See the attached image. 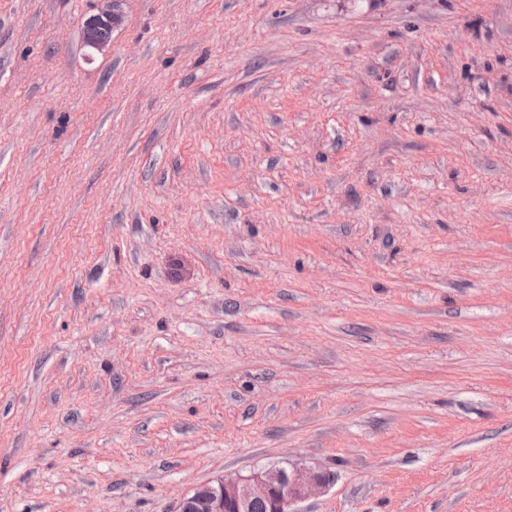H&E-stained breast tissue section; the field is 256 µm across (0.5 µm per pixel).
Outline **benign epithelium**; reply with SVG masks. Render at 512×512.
Segmentation results:
<instances>
[{
	"label": "benign epithelium",
	"instance_id": "benign-epithelium-1",
	"mask_svg": "<svg viewBox=\"0 0 512 512\" xmlns=\"http://www.w3.org/2000/svg\"><path fill=\"white\" fill-rule=\"evenodd\" d=\"M124 2L98 0L95 12L85 21L86 28L96 33L84 42L90 53H103L109 48L112 31L122 23ZM331 482L332 474L326 470L260 466L246 475L222 477L193 487L178 501L177 512H250L256 500L269 502L271 512H293V503L327 489Z\"/></svg>",
	"mask_w": 512,
	"mask_h": 512
}]
</instances>
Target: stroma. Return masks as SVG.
I'll return each mask as SVG.
<instances>
[{"mask_svg":"<svg viewBox=\"0 0 512 512\" xmlns=\"http://www.w3.org/2000/svg\"><path fill=\"white\" fill-rule=\"evenodd\" d=\"M0 0V512H512V0ZM124 2L125 0H98L95 12L85 21L86 28L98 34L84 42L90 55L103 53L109 48L112 31L122 23ZM332 474L326 470L270 465L246 475L199 484L184 494L177 512H296L290 506L326 490ZM256 500H264L257 501ZM271 505V509L269 503ZM252 506V507H251Z\"/></svg>","mask_w":512,"mask_h":512,"instance_id":"35a3bbf8","label":"stroma"}]
</instances>
